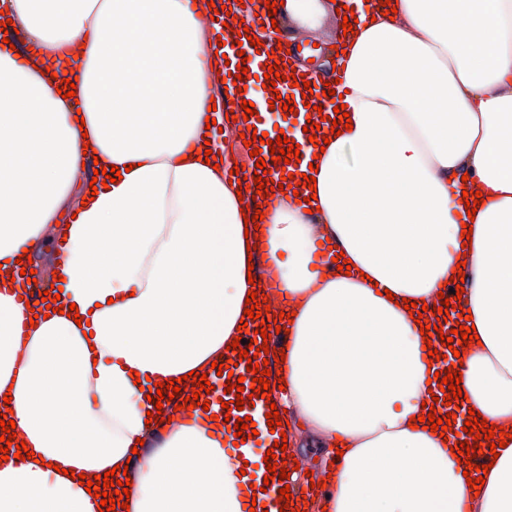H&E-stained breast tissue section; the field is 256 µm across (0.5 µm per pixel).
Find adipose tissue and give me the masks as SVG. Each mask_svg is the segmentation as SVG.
Here are the masks:
<instances>
[{
	"mask_svg": "<svg viewBox=\"0 0 512 512\" xmlns=\"http://www.w3.org/2000/svg\"><path fill=\"white\" fill-rule=\"evenodd\" d=\"M361 13L336 69L353 128L311 144L319 208L287 191L245 234L236 185L196 160L219 57L192 0H0L52 73L0 42V398L41 462L0 463V512H100L77 474L127 466L129 510L245 512L244 452L204 412L147 423L157 382L223 361L264 254L295 316L277 409L337 459L309 512H512V440L480 493L450 443L410 428L431 402L428 353L404 301L435 305L464 263L480 338L462 393L512 429V0H391ZM299 37L342 22L334 0H283ZM76 82L62 98L55 75ZM124 176L91 192L84 147ZM484 203L468 215L464 191ZM472 222L471 242L462 225ZM66 237L61 305L31 318L15 261ZM351 262L322 269V240ZM143 383H136V376ZM145 454L131 463L135 444Z\"/></svg>",
	"mask_w": 512,
	"mask_h": 512,
	"instance_id": "adipose-tissue-1",
	"label": "adipose tissue"
}]
</instances>
